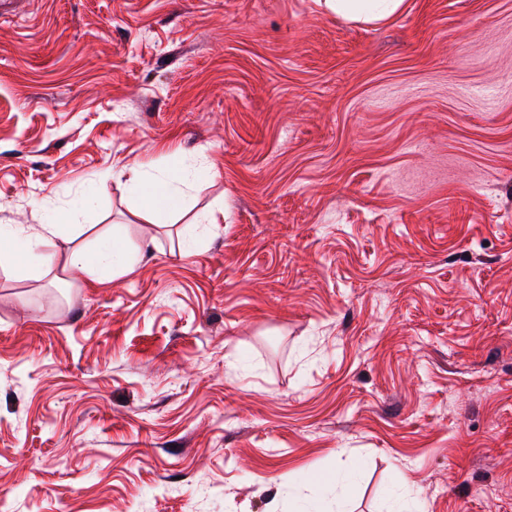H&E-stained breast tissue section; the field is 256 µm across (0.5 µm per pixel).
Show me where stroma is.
Masks as SVG:
<instances>
[{"label":"stroma","instance_id":"stroma-1","mask_svg":"<svg viewBox=\"0 0 512 512\" xmlns=\"http://www.w3.org/2000/svg\"><path fill=\"white\" fill-rule=\"evenodd\" d=\"M1 228L11 512H512V0H26ZM402 0H326L337 15L352 20H377L394 12ZM150 207L159 214L173 212L180 207V197L167 182L145 181L139 186ZM117 252L123 253L121 261H114V258L112 260L111 255L106 252L90 255L81 249H77L71 252L66 266L69 268L81 267L89 273L92 281L103 284L133 269L135 256L130 251L125 250L121 242L113 238V256Z\"/></svg>","mask_w":512,"mask_h":512}]
</instances>
